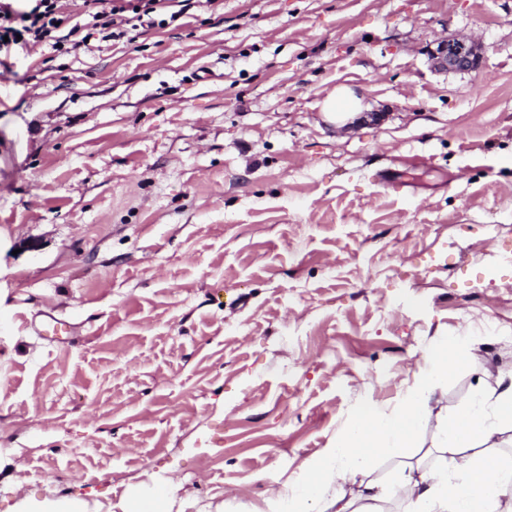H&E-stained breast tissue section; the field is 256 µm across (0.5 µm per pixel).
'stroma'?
Returning a JSON list of instances; mask_svg holds the SVG:
<instances>
[{"label": "stroma", "mask_w": 512, "mask_h": 512, "mask_svg": "<svg viewBox=\"0 0 512 512\" xmlns=\"http://www.w3.org/2000/svg\"><path fill=\"white\" fill-rule=\"evenodd\" d=\"M451 35L480 69L432 68ZM339 87L383 120L328 122ZM457 335L451 409L512 371V0H217L0 52V512H267ZM173 491L168 487H160L149 495H131L122 504V512H171ZM16 508V512H98L89 500L77 495L55 499H37L26 495L19 500Z\"/></svg>", "instance_id": "obj_1"}]
</instances>
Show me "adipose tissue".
<instances>
[{
  "label": "adipose tissue",
  "instance_id": "adipose-tissue-1",
  "mask_svg": "<svg viewBox=\"0 0 512 512\" xmlns=\"http://www.w3.org/2000/svg\"><path fill=\"white\" fill-rule=\"evenodd\" d=\"M472 359L469 339L439 341L426 356L404 401L392 409L365 400L336 442L311 459L305 479L271 498L269 512H363L365 502L390 498L401 512H503L512 500V464L498 450L512 432V372L477 378L467 404L451 410L441 394L450 374ZM435 425L438 447L449 457L418 474L399 473L383 487L361 480L374 458L417 447L421 431Z\"/></svg>",
  "mask_w": 512,
  "mask_h": 512
}]
</instances>
